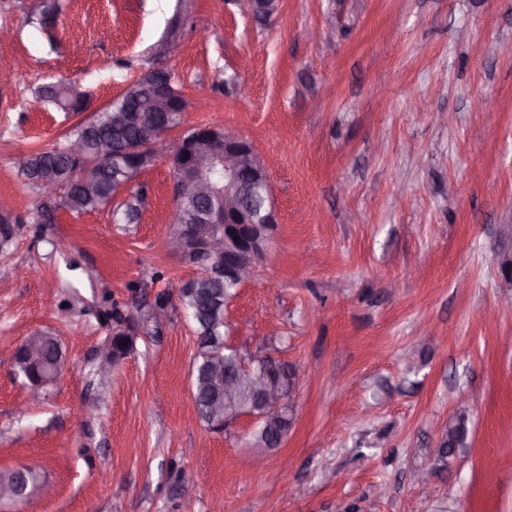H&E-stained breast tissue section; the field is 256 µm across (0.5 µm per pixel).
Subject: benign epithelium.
Returning <instances> with one entry per match:
<instances>
[{
    "instance_id": "7a95c632",
    "label": "benign epithelium",
    "mask_w": 512,
    "mask_h": 512,
    "mask_svg": "<svg viewBox=\"0 0 512 512\" xmlns=\"http://www.w3.org/2000/svg\"><path fill=\"white\" fill-rule=\"evenodd\" d=\"M158 111L165 116L163 131L145 139L136 147L117 151L112 160L127 152H147L156 157L166 154L174 162L175 193L207 199L222 195V200L209 210L187 223L180 214L171 211L175 230L168 245L184 263L188 264L198 251L207 253L212 263L209 273L214 277H228L244 285L255 266L264 257L273 225L277 224L274 207H269L266 223L253 224L245 205L248 193L249 169L266 174L263 166L255 161L254 144L231 131L205 128L189 136L169 138L172 113L186 112L187 101H173L162 97L157 102ZM99 180L98 163L84 165L78 171L76 183L93 189ZM502 245L496 255L498 274L505 287L512 288V224L503 225L500 234ZM136 325L123 326L125 350L117 355L110 345L101 349L98 357V373L106 375L132 350L131 341ZM43 337L31 335L13 349V362L29 366L27 376L29 395L38 399L43 389L53 383L65 367V359L52 363L43 356ZM249 378L247 398L241 395V379ZM300 384L298 374L287 363L270 353L239 356L236 375L220 370L213 377L210 387V408L224 411V429L233 427L242 419H249L267 432L272 444L282 442L294 423L296 391Z\"/></svg>"
}]
</instances>
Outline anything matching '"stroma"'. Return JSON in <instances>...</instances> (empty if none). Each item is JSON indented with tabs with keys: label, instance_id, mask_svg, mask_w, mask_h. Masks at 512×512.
Instances as JSON below:
<instances>
[{
	"label": "stroma",
	"instance_id": "obj_1",
	"mask_svg": "<svg viewBox=\"0 0 512 512\" xmlns=\"http://www.w3.org/2000/svg\"><path fill=\"white\" fill-rule=\"evenodd\" d=\"M52 14L41 26V12ZM0 470L55 493L0 512H512V315L497 229L512 221V0H0ZM175 72L183 130L253 142L279 221L224 312L242 350L301 378L279 448L221 434L191 395V321L176 304L106 375L116 317L141 321L196 274L171 254V162L139 174L137 223L77 215L14 166L87 113L32 107L63 81L92 107ZM58 337L67 365L37 403L16 344ZM467 436L435 450L460 399ZM428 470V484L418 473Z\"/></svg>",
	"mask_w": 512,
	"mask_h": 512
}]
</instances>
